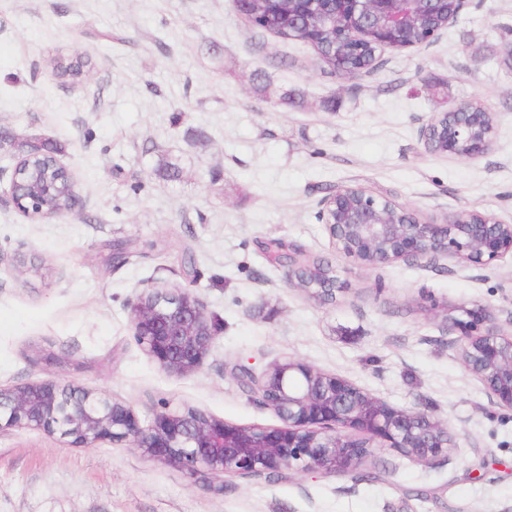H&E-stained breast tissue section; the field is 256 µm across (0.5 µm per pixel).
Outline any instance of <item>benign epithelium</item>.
<instances>
[{"instance_id":"obj_1","label":"benign epithelium","mask_w":512,"mask_h":512,"mask_svg":"<svg viewBox=\"0 0 512 512\" xmlns=\"http://www.w3.org/2000/svg\"><path fill=\"white\" fill-rule=\"evenodd\" d=\"M321 3L320 14L336 23V44L356 47L368 36L378 51L404 50L431 42L453 23L465 0L439 25L414 27L413 18L437 14L440 0H307ZM495 120L490 112H459L451 106L433 113L420 129L425 149L463 160L483 156L491 147ZM15 167L11 199L27 217L59 216L55 181L35 175L20 181ZM409 209L356 186H340L321 201L320 220L332 244L364 268L394 261L445 258L490 265L512 257V224L476 210H463L443 223H423L411 216L404 224L392 215ZM300 252L281 261L288 284L320 302L341 288L333 271L319 265L298 269ZM133 337L146 356L173 376L197 371L209 354L215 324L189 291L162 284L146 288L129 303ZM448 317L464 339L461 360L493 402L512 409V333L482 328L489 320L482 308H461ZM244 375L279 424L238 425L204 411L164 407L143 422L126 403L95 396L54 380L0 389V432L10 429L58 433L74 448L125 442L150 460L195 476L252 479L318 473L348 475L377 449L389 448L426 466L448 459L447 427L425 409H403L361 389L347 378L308 363L284 359L258 376Z\"/></svg>"}]
</instances>
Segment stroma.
<instances>
[{
  "label": "stroma",
  "instance_id": "1",
  "mask_svg": "<svg viewBox=\"0 0 512 512\" xmlns=\"http://www.w3.org/2000/svg\"><path fill=\"white\" fill-rule=\"evenodd\" d=\"M512 0H466L430 43L331 73L304 42L259 33L233 0H0V388L55 380L121 400L276 424L247 386L291 357L391 405L425 408L455 441L447 461L376 451L377 480L298 474L202 477L127 444L72 448L41 430L0 432V512H512V411L464 367L449 312L483 307L512 331V261L439 259L366 269L318 218L327 189L388 196L425 222L477 210L512 223ZM88 60L76 80L50 62ZM496 115L487 154L425 150L449 104ZM61 145L79 202L31 219L12 167L30 139ZM178 179L159 175L164 163ZM333 267L321 304L286 285L270 240ZM128 258L113 263L115 243ZM166 283L212 317L195 373L168 375L132 336L129 301Z\"/></svg>",
  "mask_w": 512,
  "mask_h": 512
}]
</instances>
